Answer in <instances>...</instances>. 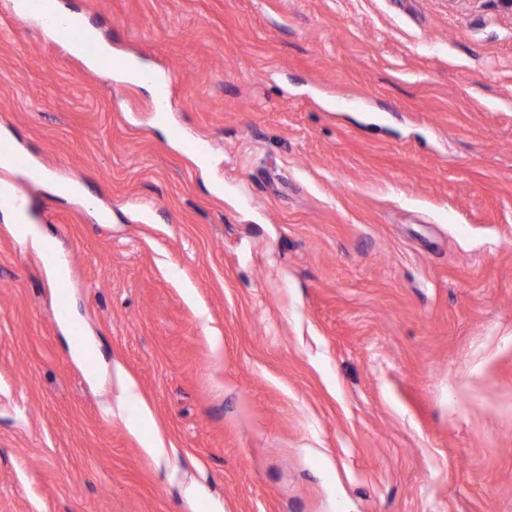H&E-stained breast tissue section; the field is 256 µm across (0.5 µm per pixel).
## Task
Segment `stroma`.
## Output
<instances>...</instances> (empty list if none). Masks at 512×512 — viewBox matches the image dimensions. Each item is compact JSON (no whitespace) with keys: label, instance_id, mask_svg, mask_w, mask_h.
Instances as JSON below:
<instances>
[{"label":"stroma","instance_id":"obj_1","mask_svg":"<svg viewBox=\"0 0 512 512\" xmlns=\"http://www.w3.org/2000/svg\"><path fill=\"white\" fill-rule=\"evenodd\" d=\"M59 2L168 110L0 0V136L91 196L0 165V512H512V16ZM41 176L39 179L46 181L49 184L50 190L53 194L61 197L68 198L69 196H82L85 201H89V194L82 188V186L73 181H64L52 178L45 172L40 171ZM120 405L132 406L134 408L133 417L130 419V424L133 428L144 429L152 422V415L144 405L132 382L122 383Z\"/></svg>","mask_w":512,"mask_h":512}]
</instances>
